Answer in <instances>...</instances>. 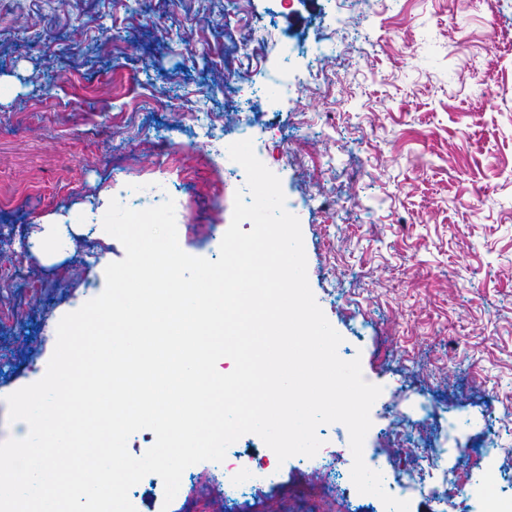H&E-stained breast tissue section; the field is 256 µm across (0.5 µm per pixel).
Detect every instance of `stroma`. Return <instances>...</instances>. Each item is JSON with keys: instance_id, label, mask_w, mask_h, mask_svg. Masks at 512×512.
Segmentation results:
<instances>
[{"instance_id": "obj_1", "label": "stroma", "mask_w": 512, "mask_h": 512, "mask_svg": "<svg viewBox=\"0 0 512 512\" xmlns=\"http://www.w3.org/2000/svg\"><path fill=\"white\" fill-rule=\"evenodd\" d=\"M225 3L0 0V261L28 272L0 287V442L19 435L6 397L45 375L61 318L99 296L125 256L91 232L50 262L31 232L59 214L100 223L105 197L137 208L138 184L169 153L187 214L179 245L217 259L246 174L228 172L215 143L237 139L247 117L256 140L288 150L266 166L301 208L308 282L338 355L382 388L365 438L382 472L415 469L416 447L489 440L502 454L466 467L512 496V0L344 13L335 0H248L251 26L272 39L300 12L294 68L340 77L272 102L255 89L281 58L241 54L247 30L226 23ZM103 42L99 63L72 67ZM317 435L314 457L273 465L246 493L204 461L172 502L159 478L129 498L136 512H386L334 487L335 457L353 465L348 428ZM407 500L409 512H483L481 494L448 500L437 475Z\"/></svg>"}]
</instances>
